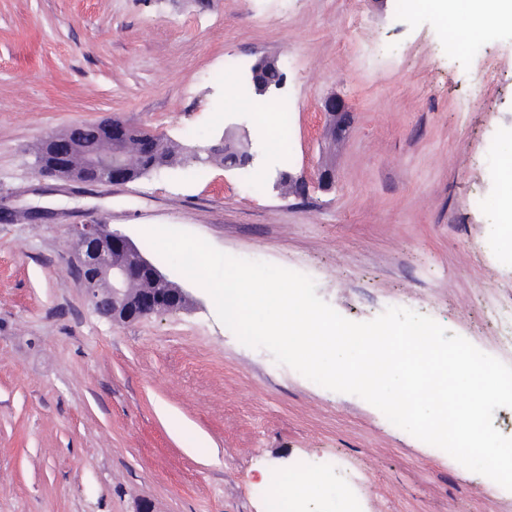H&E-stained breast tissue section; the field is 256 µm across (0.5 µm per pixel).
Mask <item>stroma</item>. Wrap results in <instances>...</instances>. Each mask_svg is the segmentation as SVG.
Instances as JSON below:
<instances>
[{"label": "stroma", "mask_w": 512, "mask_h": 512, "mask_svg": "<svg viewBox=\"0 0 512 512\" xmlns=\"http://www.w3.org/2000/svg\"><path fill=\"white\" fill-rule=\"evenodd\" d=\"M355 13L362 46L341 36ZM452 33L482 44L449 54ZM452 33L408 0H0V198L54 213L0 219V512H269L261 472L302 463L323 482L317 512H343L340 461L359 471L358 512H512V491L360 397L271 369L144 235L179 229L304 273L352 321L414 310L512 365L496 316L512 309V25ZM263 56L285 75L270 112L225 109V62L244 84ZM329 97L349 112L333 143ZM115 116L185 147L238 127L256 162L39 195L43 136ZM321 164L332 192L274 190L279 172L311 179ZM88 220L124 230L189 307L99 316L64 233Z\"/></svg>", "instance_id": "obj_1"}]
</instances>
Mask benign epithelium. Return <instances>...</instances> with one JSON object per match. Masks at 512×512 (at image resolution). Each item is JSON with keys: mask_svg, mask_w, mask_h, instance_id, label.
I'll list each match as a JSON object with an SVG mask.
<instances>
[{"mask_svg": "<svg viewBox=\"0 0 512 512\" xmlns=\"http://www.w3.org/2000/svg\"><path fill=\"white\" fill-rule=\"evenodd\" d=\"M278 69L276 60L259 58L251 68L250 85L253 93L265 97L281 85L271 86L261 80L263 72ZM324 108L331 116L328 133L331 139L343 131L347 112L336 99L325 101ZM136 125L119 118L104 124H78L67 130L52 132L45 137L50 145L52 162L45 166L37 158L35 174L39 178L78 184L87 187L100 185H124L136 181L127 164L104 158L88 146L85 148V164L79 168L74 156L82 136L103 135L106 143L117 154L128 143ZM159 137L139 129L138 156L152 155ZM218 148L236 155L227 170L244 169L254 165L255 155L241 140L224 132ZM66 234L73 245L72 263L82 272L78 283L84 297L102 317L114 324H124L152 314L172 313L184 310L189 304L187 292L171 282L151 261L144 257L129 235L109 224H69ZM135 282L149 284L147 288L132 287Z\"/></svg>", "mask_w": 512, "mask_h": 512, "instance_id": "7a95c632", "label": "benign epithelium"}]
</instances>
